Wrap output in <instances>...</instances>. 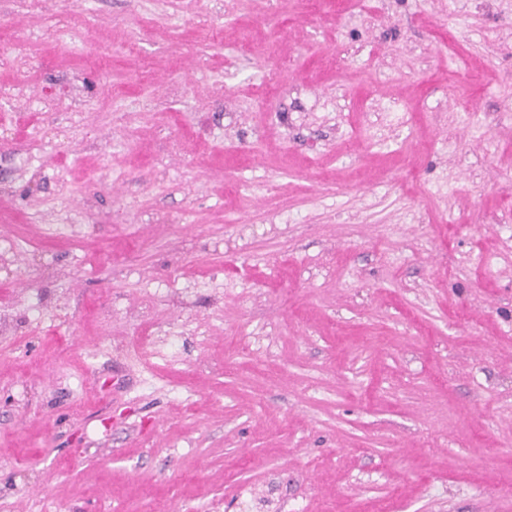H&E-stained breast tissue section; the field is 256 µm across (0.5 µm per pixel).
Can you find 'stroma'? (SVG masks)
I'll use <instances>...</instances> for the list:
<instances>
[{"label": "stroma", "instance_id": "35a3bbf8", "mask_svg": "<svg viewBox=\"0 0 512 512\" xmlns=\"http://www.w3.org/2000/svg\"><path fill=\"white\" fill-rule=\"evenodd\" d=\"M0 512H512V0H0Z\"/></svg>", "mask_w": 512, "mask_h": 512}]
</instances>
